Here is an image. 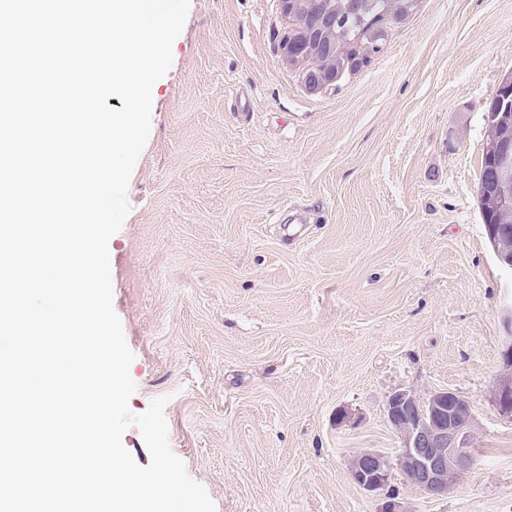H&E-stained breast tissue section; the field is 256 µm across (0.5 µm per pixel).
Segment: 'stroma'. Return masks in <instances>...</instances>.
Segmentation results:
<instances>
[{
	"label": "stroma",
	"mask_w": 512,
	"mask_h": 512,
	"mask_svg": "<svg viewBox=\"0 0 512 512\" xmlns=\"http://www.w3.org/2000/svg\"><path fill=\"white\" fill-rule=\"evenodd\" d=\"M279 0H191L153 88L131 212L109 241L134 354L131 412L164 397L169 444L216 512H377L351 481L396 454L392 392L450 389L476 462L409 512H512V275L477 185L485 103L512 74V0H417L362 69L309 91ZM347 421H340V414ZM494 400L501 417L512 420V377L503 376L498 382Z\"/></svg>",
	"instance_id": "stroma-1"
}]
</instances>
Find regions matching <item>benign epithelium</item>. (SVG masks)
Listing matches in <instances>:
<instances>
[{
  "label": "benign epithelium",
  "mask_w": 512,
  "mask_h": 512,
  "mask_svg": "<svg viewBox=\"0 0 512 512\" xmlns=\"http://www.w3.org/2000/svg\"><path fill=\"white\" fill-rule=\"evenodd\" d=\"M318 0H280L294 28L281 45V57L304 70L307 88L320 91L336 82V10L312 11ZM497 206L512 214V142L503 144L498 159ZM494 400L501 417L512 420V377L498 382ZM387 421L400 440L396 455L363 449L349 463V476L361 489H385L394 473L434 497L448 495L476 462L470 447L474 418L466 400L448 389L420 398L411 389L393 392Z\"/></svg>",
  "instance_id": "obj_1"
}]
</instances>
